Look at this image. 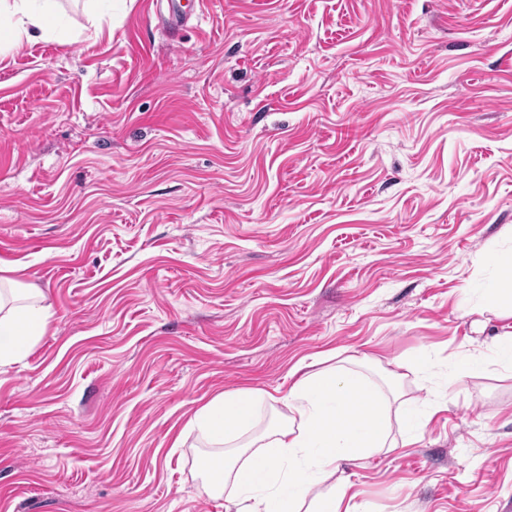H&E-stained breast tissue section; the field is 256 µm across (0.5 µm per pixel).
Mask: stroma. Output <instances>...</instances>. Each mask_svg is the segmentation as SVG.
<instances>
[{
  "mask_svg": "<svg viewBox=\"0 0 512 512\" xmlns=\"http://www.w3.org/2000/svg\"><path fill=\"white\" fill-rule=\"evenodd\" d=\"M59 2L0 52V263L51 312L0 512H224L194 414L340 356L425 418L339 462L351 512H512V0ZM478 297L483 305L496 308L501 316L512 317V284L503 281H492L484 288L477 289Z\"/></svg>",
  "mask_w": 512,
  "mask_h": 512,
  "instance_id": "1",
  "label": "stroma"
}]
</instances>
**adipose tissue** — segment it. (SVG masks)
I'll list each match as a JSON object with an SVG mask.
<instances>
[{
    "label": "adipose tissue",
    "instance_id": "obj_1",
    "mask_svg": "<svg viewBox=\"0 0 512 512\" xmlns=\"http://www.w3.org/2000/svg\"><path fill=\"white\" fill-rule=\"evenodd\" d=\"M55 5L56 0H0V15L12 21L0 44L21 41L35 29L56 36L49 23ZM49 317L38 289L0 275V367L19 362L23 344L42 336ZM277 401L289 414L270 427L267 442L242 443L261 408ZM394 409L403 425L398 441L388 430ZM193 426L224 448L201 464L209 493L224 498V512H341L349 488L333 480L337 462L410 444L418 431L414 409L395 386L372 381L350 358L303 374L278 399L257 388L217 396L197 412Z\"/></svg>",
    "mask_w": 512,
    "mask_h": 512
}]
</instances>
